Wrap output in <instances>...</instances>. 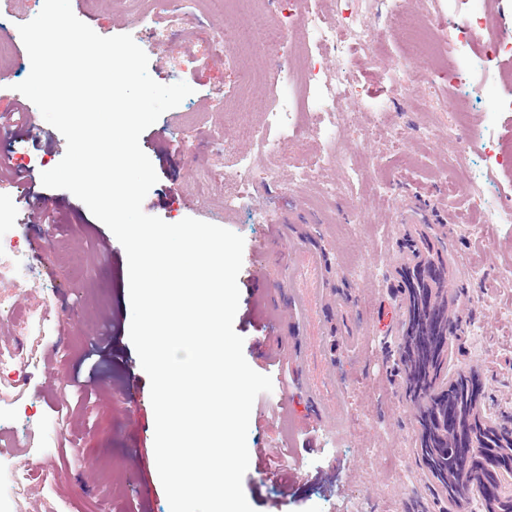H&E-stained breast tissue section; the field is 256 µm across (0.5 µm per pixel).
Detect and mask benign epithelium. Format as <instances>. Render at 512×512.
I'll list each match as a JSON object with an SVG mask.
<instances>
[{
	"label": "benign epithelium",
	"instance_id": "benign-epithelium-1",
	"mask_svg": "<svg viewBox=\"0 0 512 512\" xmlns=\"http://www.w3.org/2000/svg\"><path fill=\"white\" fill-rule=\"evenodd\" d=\"M426 244L428 233L421 229L403 268L407 296L401 305V324L405 327L406 342L400 360L407 370L411 360L422 353L435 352L442 359L448 358V295L441 288L448 278V268L429 260ZM459 382L473 396L470 415L465 420L448 407V393ZM459 382L448 383L434 376L432 383L414 387L413 396L426 407L425 412L417 415L421 445H426L432 434L443 448L464 445L483 449L482 464L494 474L495 482L490 486L474 479L470 483L471 494L488 498L494 512H512V461L506 467L502 463L505 449L512 446V426L500 422L491 407L481 400L477 379L461 378ZM465 422L474 428L467 439L461 435Z\"/></svg>",
	"mask_w": 512,
	"mask_h": 512
}]
</instances>
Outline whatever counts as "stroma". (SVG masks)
I'll return each instance as SVG.
<instances>
[{"label": "stroma", "instance_id": "obj_1", "mask_svg": "<svg viewBox=\"0 0 512 512\" xmlns=\"http://www.w3.org/2000/svg\"><path fill=\"white\" fill-rule=\"evenodd\" d=\"M190 27L150 38L163 20L159 0H71L97 34L132 35L162 84L183 81L193 92L147 128L140 145L158 175L145 213L175 223L192 217L240 234L239 313L249 365L273 390L253 405L250 464L243 490L254 512H442L443 497L418 449L408 384L397 361L402 343L401 267L415 228L426 227L432 257L450 262L449 358L442 376H472L482 399L512 419V223H487L466 202L464 175L482 182L490 203L512 200V172L487 169L480 154L449 165L462 141L487 149L512 146V112L462 110L447 79L428 99L388 103L398 63L407 71L404 34L388 29L392 0H355L383 29L373 51L352 69L359 109L336 131L330 155L316 128L327 126L304 77L329 68L302 26L284 49L293 77L278 82L276 57L263 45L280 27L270 0L254 12L224 11L219 0H178ZM487 11L512 36V0H403L405 14ZM244 24L251 50L229 52L225 28ZM305 102L303 123L286 121L280 154L259 144L273 111ZM385 112L370 121L368 108ZM32 139L0 129V232L23 250L43 292L0 309V482L37 457L33 478L17 490L11 512H170L155 473L150 382L129 337L131 306L124 248L86 205L62 189L54 221L37 223L25 205L39 177L65 154L64 137L34 114ZM271 173L265 187L244 185L248 206L224 201V180L241 164ZM209 169L197 183L196 166ZM36 177L18 182L16 170ZM27 320L18 335L17 315ZM112 317L118 339L100 361L108 382L77 405L70 382ZM14 440L27 453L7 450Z\"/></svg>", "mask_w": 512, "mask_h": 512}]
</instances>
